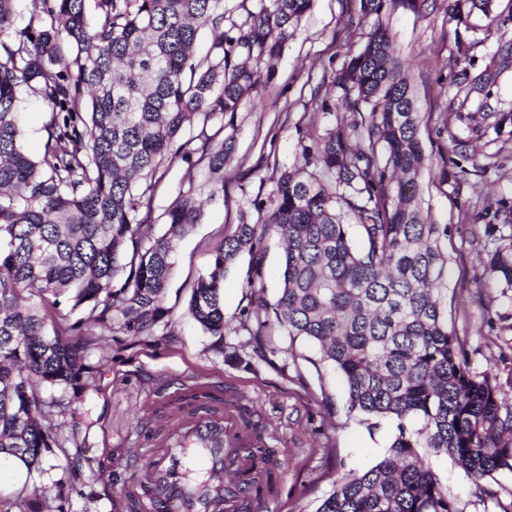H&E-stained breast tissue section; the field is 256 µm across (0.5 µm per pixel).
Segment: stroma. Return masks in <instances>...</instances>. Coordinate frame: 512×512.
Returning <instances> with one entry per match:
<instances>
[{"label": "stroma", "instance_id": "35a3bbf8", "mask_svg": "<svg viewBox=\"0 0 512 512\" xmlns=\"http://www.w3.org/2000/svg\"><path fill=\"white\" fill-rule=\"evenodd\" d=\"M359 0H314L294 37L271 61L261 64L256 91L236 113L225 134L235 140L224 168V192L210 193L205 166L175 161L157 185L153 204L164 211L177 189L193 185L201 217L178 241L165 305L172 310L168 327L154 335L115 331L105 341L87 343V360L100 364L93 386L80 397L56 389L44 397L61 401L55 420L68 438L67 458L47 457L43 474L31 481L48 495L62 494L63 512H115L119 497L134 492L149 454L162 452L172 387L200 385L220 393L232 410L249 406L252 422L269 447L277 449L284 471L261 512H316L336 479L364 471L385 454L394 434L390 422L373 432L346 418V390L333 370L307 360L313 347L290 346L277 332L266 337L269 354L259 359L240 324L251 308L247 286L249 259L241 257L224 277L223 342H216L187 313L190 289L209 265L211 253L232 232L250 200L267 198L281 169L297 163L306 136L324 134L352 115L322 113L321 97L336 94L334 74L362 42ZM397 55L425 118L420 139L436 158L421 186L422 209L434 222L447 225L448 326L456 331L476 371L491 370L503 394L512 396V291L501 292L483 275L480 262L485 224L473 216L499 201L512 205V139L483 146L501 152L506 162L480 175L461 177L454 164H440L451 136L463 135L456 121L460 102L446 77L455 43L456 23L447 0H425L421 12L398 9L389 19ZM24 150L40 157L51 114L38 99L22 103ZM112 464L111 478L91 471L86 458ZM440 480L458 497L461 512H492L495 504H512V474L498 475V503L484 502L463 471L447 457L427 454Z\"/></svg>", "mask_w": 512, "mask_h": 512}]
</instances>
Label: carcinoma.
<instances>
[{
  "label": "carcinoma",
  "instance_id": "1",
  "mask_svg": "<svg viewBox=\"0 0 512 512\" xmlns=\"http://www.w3.org/2000/svg\"><path fill=\"white\" fill-rule=\"evenodd\" d=\"M0 0V456L27 474L47 456L67 455L56 424L55 399L95 379L76 343L45 332L59 313L86 310L73 327L90 335L107 322L150 336L171 321L163 304L176 242L200 219L182 189L161 214L153 197L175 159L205 163L211 194L224 193V165L233 137L217 119H234L259 83L258 63L294 36L314 0H268L245 21L224 28V0ZM370 25L360 50L335 74L339 123L301 145L302 165L281 171L268 199H255L256 222L243 214L214 248L193 284L187 312L223 343L224 275L249 255L247 314L252 336L283 331L288 353L304 341L317 367L339 373L347 414L368 428L395 426L384 457L362 473L339 477L316 512H460L420 449L446 456L478 491L495 475L512 473V396L496 376L477 373L445 317L448 225L424 215L419 180L430 169L419 138L416 95L395 54L386 18L418 0H359ZM448 0L456 21L449 84L477 111L458 112L467 136L451 137L449 152L476 160L475 144L501 138L512 113L499 109L494 88L512 70V0ZM479 16L484 24L472 22ZM211 47L195 58L202 26ZM497 48L476 59L492 32ZM34 94L50 107L41 158L22 147L20 104ZM200 125L181 140L185 126ZM200 145L193 146L194 141ZM314 166L311 172L306 171ZM165 224L156 236L153 225ZM361 229L364 246L349 238ZM285 244L277 299L265 298L263 240ZM485 276L512 290V224H486ZM0 512H62L37 486L0 491Z\"/></svg>",
  "mask_w": 512,
  "mask_h": 512
}]
</instances>
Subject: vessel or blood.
Segmentation results:
<instances>
[{
    "label": "vessel or blood",
    "instance_id": "vessel-or-blood-1",
    "mask_svg": "<svg viewBox=\"0 0 512 512\" xmlns=\"http://www.w3.org/2000/svg\"><path fill=\"white\" fill-rule=\"evenodd\" d=\"M197 395L196 407L171 412L166 452L145 465L141 508L162 512L178 501L184 512H253L252 486L265 472L249 436L225 413L221 397L205 388Z\"/></svg>",
    "mask_w": 512,
    "mask_h": 512
}]
</instances>
